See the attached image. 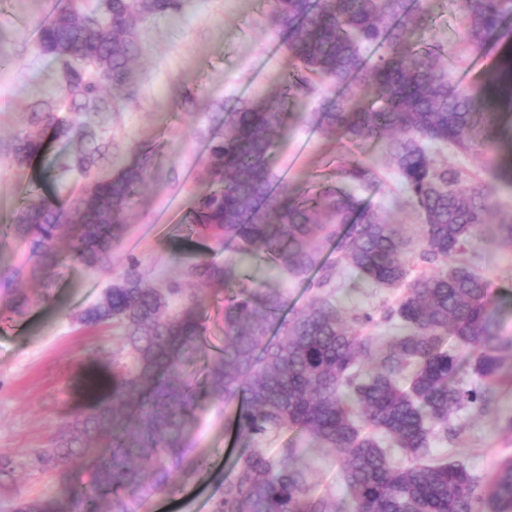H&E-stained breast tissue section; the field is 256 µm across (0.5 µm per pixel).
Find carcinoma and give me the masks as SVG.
Returning a JSON list of instances; mask_svg holds the SVG:
<instances>
[{"mask_svg": "<svg viewBox=\"0 0 512 512\" xmlns=\"http://www.w3.org/2000/svg\"><path fill=\"white\" fill-rule=\"evenodd\" d=\"M184 4L100 0L88 12L70 0L39 27L38 47L57 59L63 96L30 104L11 159L31 162L50 141L76 138L59 170L86 182L69 201L29 199L8 225L0 245L10 240L25 257L0 271L8 317L21 318L36 303L12 287L23 275L46 277L64 256L92 271L112 264L127 229L124 210L149 177L157 148L145 145L135 163L90 177L112 152L100 131L112 111L104 90L129 86L140 22L177 14ZM466 10L470 53L512 35L504 26L512 0H466ZM428 18V0H272L271 23L290 57L286 94L307 97L313 79L325 80L334 94L311 117L322 134L352 144L388 136L387 162L402 186L391 209L419 213L418 242L390 213L361 206L345 189L374 184L365 163L343 167L339 184L312 195L277 181L272 156L287 130L282 104L245 102L224 113V137L210 145L204 171L209 190L186 223L234 257L199 258L155 281L132 261L74 316L85 329L112 327L122 346L112 351L109 375L87 374L89 408L31 461L64 469L85 460L89 448L108 449L90 462L93 482L73 489L72 512H132L134 501L172 495L193 481L208 465L190 448L202 396L218 407L241 400L232 430L253 444L224 476L210 512H512V456L480 481L463 463L433 453L459 434L452 414L479 412L491 388H512L503 355L512 336L493 331L497 304L471 250L495 202L487 186L468 183L462 170L436 158L445 149L483 153L479 127L486 113L512 109V88L493 100L485 87L451 79L449 52L408 41ZM357 88L371 93L372 106L356 105ZM329 249L336 252L331 263ZM260 257L309 280L313 293L301 312L285 315V292L246 273L244 261ZM360 281L393 291L379 316L350 315L341 305V290ZM189 282L224 293V349L200 381L190 368L202 349L204 316ZM379 325L384 333H363ZM282 437L276 453L261 448ZM307 448L336 453L347 510L310 477ZM13 512L56 510L19 495Z\"/></svg>", "mask_w": 512, "mask_h": 512, "instance_id": "obj_1", "label": "carcinoma"}]
</instances>
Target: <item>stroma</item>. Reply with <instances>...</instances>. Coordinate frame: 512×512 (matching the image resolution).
<instances>
[{
    "label": "stroma",
    "instance_id": "1",
    "mask_svg": "<svg viewBox=\"0 0 512 512\" xmlns=\"http://www.w3.org/2000/svg\"><path fill=\"white\" fill-rule=\"evenodd\" d=\"M46 11L47 0H0V234L30 193L65 199L83 186L75 174L64 177L59 186L44 178L75 149V142L53 143L42 158L28 164L11 161L8 153L29 104L61 94L58 64L37 45ZM269 13L268 0H187L180 14L141 24L142 51L130 88L113 92L115 109L102 125L104 136L114 144L112 159L101 163L98 172L119 170L146 144L156 145L158 155L147 185L125 213L127 232L112 253V267L92 272L75 260L62 259L47 282L24 284L29 293H48V300L23 318L0 319V458L13 460L12 480L20 495L62 504L70 486L90 480L88 467L81 464L62 473L41 472L29 464L36 450L49 447L65 422L82 412L80 379L87 367L119 345L111 332L79 329L74 314L94 302L129 261H137L139 272L150 279L160 269L202 255L224 262L225 253L208 241L188 238L185 216L194 198L208 188L202 173L209 147L224 133L217 113L244 100L282 95L289 63L282 36L269 24ZM462 15L461 0H432L429 23L410 40L418 47L439 45L459 51L453 78L466 74L472 84L480 85L512 60V40L493 44L484 55V68L474 69L473 56L460 50ZM326 99L319 91L289 100L288 130L272 159L275 174L287 175L289 185L311 191L335 183L341 167L360 160L375 169L378 179L370 189L358 191V198L364 206L387 209L399 182L387 164L384 141L352 147L346 140L324 137L310 115L320 111ZM443 157L494 193L496 211L473 247L498 304L495 320L504 334L512 336V249L500 246L496 232L500 213H512V160L502 159L498 169L490 171L479 155L447 150ZM247 271L255 281L282 288L289 312L302 310L311 296L307 283L275 273L265 260H253ZM204 296L205 345L200 358L207 361L224 346V297L209 290ZM236 411L233 405L219 412L200 402L193 448L207 457L208 472L176 496L135 502L133 512H210L212 499L223 490L225 472L249 446L231 431ZM510 412L512 391H496L484 412L461 413L462 434L438 445L437 454L459 460L477 477L490 475L500 459L512 455V435L500 430L501 417Z\"/></svg>",
    "mask_w": 512,
    "mask_h": 512
}]
</instances>
